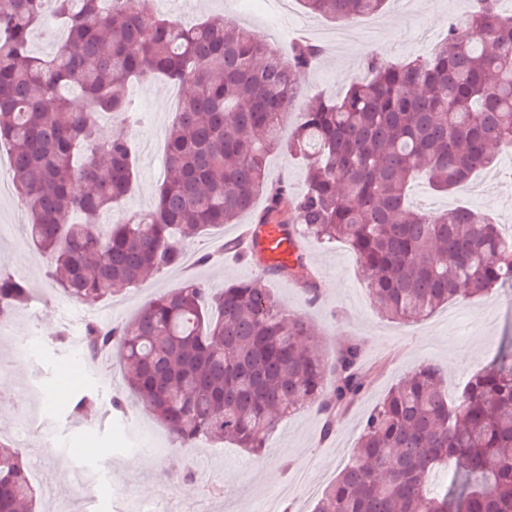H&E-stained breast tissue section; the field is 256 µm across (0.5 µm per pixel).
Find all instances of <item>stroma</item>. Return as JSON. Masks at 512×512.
<instances>
[{"label": "stroma", "mask_w": 512, "mask_h": 512, "mask_svg": "<svg viewBox=\"0 0 512 512\" xmlns=\"http://www.w3.org/2000/svg\"><path fill=\"white\" fill-rule=\"evenodd\" d=\"M143 6L182 22L222 14L258 35L266 33L263 13L242 9L240 0H143ZM468 8V0H389L385 13L356 23L372 34L369 42L355 35L335 38L336 23L306 12L298 0L284 8L283 24L290 35L305 32L307 40L325 49L304 77L309 95H337L346 91L368 57L379 54L386 62L401 63L425 56L442 40L449 20ZM129 92L146 114L144 125L128 130L138 176L119 209L107 214L110 222L151 208L164 177L168 125L187 94L186 88L156 77L131 84ZM511 165L507 156H498L494 178L478 173L461 194L434 191L426 179H417L410 200L433 211L463 203L511 228L512 178L505 176ZM264 206V197H257L253 212L239 223L188 245L193 255L212 252L210 262L186 274L169 269L140 287L81 302V309L122 323L186 279L218 290L257 277L253 262L235 258L219 245L254 224ZM26 222L15 192H0V270L25 279L35 290L29 305L16 309L0 327V364L5 367L0 373V441L21 448L25 461H36L39 470L30 476L40 489L36 512H54L55 494L74 488L79 491L74 512H137L136 502L123 495L128 488L159 500L164 512H283L279 489L295 480L298 465L308 463L309 482L324 490L349 461L363 420L391 386L429 364L445 378L449 397H457L469 376L497 355L502 336L512 333V286L460 297L425 320L402 325L376 311L368 282L346 243L304 239L301 248L316 274L320 301L309 304L301 287L285 278L270 279L266 286L288 311L310 319L327 356H334L342 337L363 340V364L374 374L370 391L349 417L338 418L329 441H321V417L308 407L291 412L263 434L262 455L229 442L202 440L187 456L173 449L166 426L130 394L116 356H109L107 366L90 363L77 377H64L65 367L75 360L74 341L58 311L72 301L47 281L49 258L35 247L20 246ZM114 397L124 401L125 411H113ZM82 398L87 404L76 410ZM187 465L196 472L195 482L181 478Z\"/></svg>", "instance_id": "1"}]
</instances>
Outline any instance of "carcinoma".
I'll list each match as a JSON object with an SVG mask.
<instances>
[{
  "instance_id": "carcinoma-1",
  "label": "carcinoma",
  "mask_w": 512,
  "mask_h": 512,
  "mask_svg": "<svg viewBox=\"0 0 512 512\" xmlns=\"http://www.w3.org/2000/svg\"><path fill=\"white\" fill-rule=\"evenodd\" d=\"M300 2L349 24L382 14L388 0ZM49 10L65 39L44 58L31 41ZM323 53L300 41L285 55L233 20L181 23L140 0H0V148L29 238L51 258V285L75 301L136 287L178 265L192 239L237 223L259 195L267 205L253 232L286 224L297 241L346 242L392 322L512 285V233L491 215L406 200L418 173L435 191H461L512 148V13L480 0L428 56L371 57L367 76L303 109V78ZM148 76L194 92L167 133L152 208L102 224L136 183L128 88ZM283 146L306 165L300 193L267 181V158ZM267 277L302 282L311 304L320 298L299 251L216 293L190 282L128 322H89L83 354L116 352L127 387L179 449L228 439L258 453L262 434L304 406L322 416L327 440L339 411L371 387L364 343L346 337L328 360L311 322L282 309ZM32 295L0 271V322ZM439 473L447 486L433 494ZM35 502L22 450L0 443V512H34ZM313 512H512V336L454 402L431 365L392 387Z\"/></svg>"
}]
</instances>
